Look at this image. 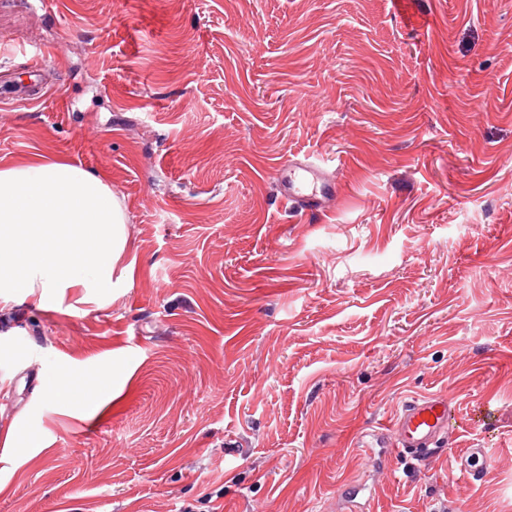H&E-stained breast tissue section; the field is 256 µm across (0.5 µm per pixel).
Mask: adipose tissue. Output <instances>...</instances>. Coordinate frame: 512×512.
<instances>
[{
	"label": "adipose tissue",
	"instance_id": "1",
	"mask_svg": "<svg viewBox=\"0 0 512 512\" xmlns=\"http://www.w3.org/2000/svg\"><path fill=\"white\" fill-rule=\"evenodd\" d=\"M127 216L104 174L41 153L0 166V307L33 301L61 308L69 288L102 297L128 246ZM112 389V369L50 378L48 402L67 400L74 416L85 407L71 390L85 379Z\"/></svg>",
	"mask_w": 512,
	"mask_h": 512
}]
</instances>
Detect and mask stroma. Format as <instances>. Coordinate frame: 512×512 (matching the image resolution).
Returning a JSON list of instances; mask_svg holds the SVG:
<instances>
[{"label": "stroma", "instance_id": "stroma-1", "mask_svg": "<svg viewBox=\"0 0 512 512\" xmlns=\"http://www.w3.org/2000/svg\"><path fill=\"white\" fill-rule=\"evenodd\" d=\"M36 151L108 174L128 269L0 311V439L41 441L0 451V512H336L367 479L375 512H512V0H0V164ZM305 156L317 216L274 185ZM106 363L84 418L44 403ZM424 394L448 445L372 473ZM295 172H301L304 182L312 186L310 192L304 191L297 180L283 181L276 178L279 197L290 201L305 213L322 214L336 199V182L320 166L308 160L292 164ZM85 380H96L107 395L112 394V367L105 366L95 372L76 371L58 374L50 378L45 394L43 392L42 396L51 403L66 399L72 414L75 417H81L85 410L84 402L81 397L74 396L71 390L75 384ZM77 398H81V404L75 401Z\"/></svg>", "mask_w": 512, "mask_h": 512}]
</instances>
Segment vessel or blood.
Returning <instances> with one entry per match:
<instances>
[{"instance_id": "b4317fda", "label": "vessel or blood", "mask_w": 512, "mask_h": 512, "mask_svg": "<svg viewBox=\"0 0 512 512\" xmlns=\"http://www.w3.org/2000/svg\"><path fill=\"white\" fill-rule=\"evenodd\" d=\"M295 171L301 172V181H278L280 198L292 202L303 212H325L336 199L333 177L313 162H295ZM456 415L447 396L434 394L406 402L392 423L394 447L410 457L423 461L444 447Z\"/></svg>"}]
</instances>
